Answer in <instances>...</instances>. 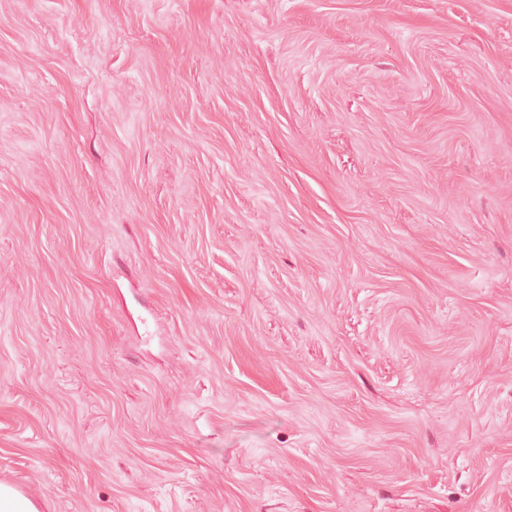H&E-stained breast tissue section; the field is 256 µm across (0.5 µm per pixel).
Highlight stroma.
Segmentation results:
<instances>
[{
    "mask_svg": "<svg viewBox=\"0 0 512 512\" xmlns=\"http://www.w3.org/2000/svg\"><path fill=\"white\" fill-rule=\"evenodd\" d=\"M0 482L512 512V0H0Z\"/></svg>",
    "mask_w": 512,
    "mask_h": 512,
    "instance_id": "35a3bbf8",
    "label": "stroma"
}]
</instances>
